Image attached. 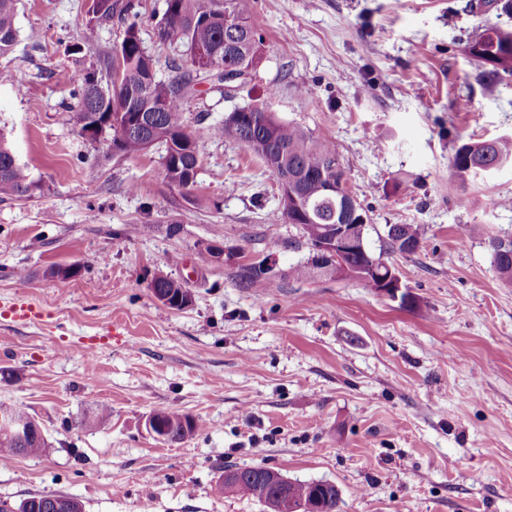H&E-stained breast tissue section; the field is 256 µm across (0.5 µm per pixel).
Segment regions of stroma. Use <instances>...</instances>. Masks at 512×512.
<instances>
[{"label":"stroma","mask_w":512,"mask_h":512,"mask_svg":"<svg viewBox=\"0 0 512 512\" xmlns=\"http://www.w3.org/2000/svg\"><path fill=\"white\" fill-rule=\"evenodd\" d=\"M135 2L168 79L184 56L155 37L165 2ZM468 3L244 0L262 59L243 91L225 98L209 80L186 99L202 156L186 195L159 151L112 155L75 125L96 59L74 47L112 51L124 23L90 22L89 0H18L0 131L42 189L0 199V404L36 418L49 446L0 455V502L58 492L85 512H267L219 487L225 468L265 466L333 483L338 512H512V285L487 245L512 236V166L464 188L449 168L455 144L512 135V75L483 82L467 53L512 18ZM256 101L334 144L372 252L389 225H423L416 253L389 257L412 307L357 280L292 277L309 248L271 219L276 177L212 133ZM208 243L224 259L203 266ZM264 259V288L247 287L240 266ZM54 265L77 272L59 280ZM160 270L190 307L154 298ZM160 407L202 431L162 441L145 425Z\"/></svg>","instance_id":"1"}]
</instances>
